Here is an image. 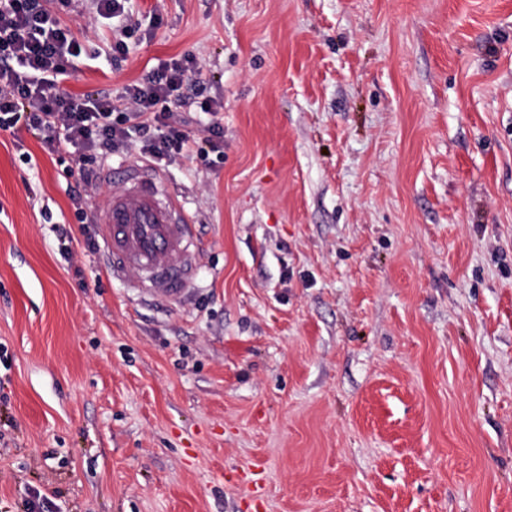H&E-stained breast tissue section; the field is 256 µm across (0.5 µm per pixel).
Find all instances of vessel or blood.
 <instances>
[{"mask_svg": "<svg viewBox=\"0 0 512 512\" xmlns=\"http://www.w3.org/2000/svg\"><path fill=\"white\" fill-rule=\"evenodd\" d=\"M108 202L97 218L107 269L140 296L179 301L196 275L194 229L165 172L142 160L105 166Z\"/></svg>", "mask_w": 512, "mask_h": 512, "instance_id": "obj_1", "label": "vessel or blood"}]
</instances>
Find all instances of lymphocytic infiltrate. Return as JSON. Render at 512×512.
Instances as JSON below:
<instances>
[{
  "label": "lymphocytic infiltrate",
  "mask_w": 512,
  "mask_h": 512,
  "mask_svg": "<svg viewBox=\"0 0 512 512\" xmlns=\"http://www.w3.org/2000/svg\"><path fill=\"white\" fill-rule=\"evenodd\" d=\"M73 0H0V133L35 131L44 149L71 177L67 192L78 227L68 241L85 251L99 243L89 234L83 204L101 186L100 171L112 157L139 154L155 163L224 147L221 101L204 97L202 70L194 57L158 62L140 80L119 90L101 88L60 94L58 84L86 52L85 37L63 20ZM94 24H107L113 54L127 55L143 25L133 0H92Z\"/></svg>",
  "instance_id": "1"
}]
</instances>
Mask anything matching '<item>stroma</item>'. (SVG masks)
<instances>
[{
  "label": "stroma",
  "instance_id": "1",
  "mask_svg": "<svg viewBox=\"0 0 512 512\" xmlns=\"http://www.w3.org/2000/svg\"><path fill=\"white\" fill-rule=\"evenodd\" d=\"M135 7L60 87L196 57L197 289L113 281L0 135V512H512V0Z\"/></svg>",
  "mask_w": 512,
  "mask_h": 512
}]
</instances>
